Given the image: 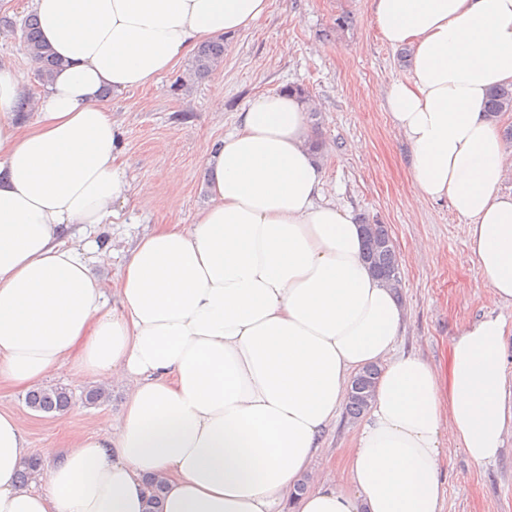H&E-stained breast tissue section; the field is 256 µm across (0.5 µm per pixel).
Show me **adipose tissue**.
<instances>
[{
	"instance_id": "obj_1",
	"label": "adipose tissue",
	"mask_w": 512,
	"mask_h": 512,
	"mask_svg": "<svg viewBox=\"0 0 512 512\" xmlns=\"http://www.w3.org/2000/svg\"><path fill=\"white\" fill-rule=\"evenodd\" d=\"M383 38L410 50L384 107L409 145L420 198L468 220L498 314L456 336L450 370L399 349L398 292L363 259V234L327 200L304 101L255 98L205 150L208 205L158 224L108 288L111 250L72 226L109 223L132 186L104 90L152 84L201 43L250 28L269 0H28L61 67L15 118L19 77L0 63V383L25 389L67 369L115 378L109 430L32 449L0 412V512H442L448 442L478 468L512 433L506 319L512 307V153L486 111L512 82V0H372ZM374 396L341 466L313 470L365 366Z\"/></svg>"
}]
</instances>
